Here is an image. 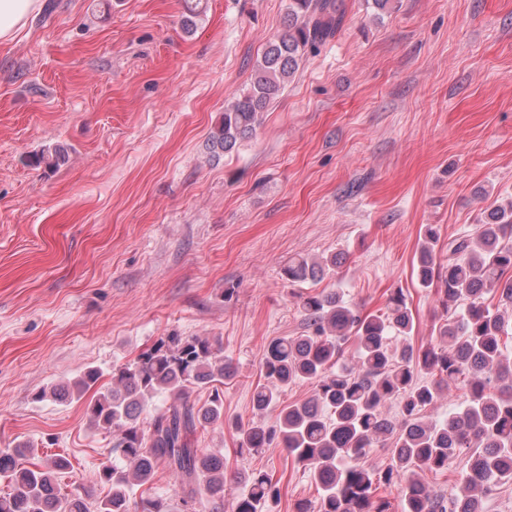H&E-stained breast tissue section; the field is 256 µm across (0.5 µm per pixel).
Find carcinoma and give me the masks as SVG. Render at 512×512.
Here are the masks:
<instances>
[{
    "label": "carcinoma",
    "mask_w": 512,
    "mask_h": 512,
    "mask_svg": "<svg viewBox=\"0 0 512 512\" xmlns=\"http://www.w3.org/2000/svg\"><path fill=\"white\" fill-rule=\"evenodd\" d=\"M205 9L206 0H184L187 30ZM344 17V0H289L288 31L267 43L250 87L224 107L210 134L212 148L235 151L299 61L333 39ZM64 154L61 145L49 147L36 164L54 169ZM438 240L437 229L427 226L416 272L422 287L442 283L437 343L416 347L410 341L414 317L402 291L377 315L350 307L336 290L299 294L305 334L266 345L263 383L253 394L259 419L247 425L234 419L231 427L238 453L284 448L309 471L319 497L297 503L296 512H389V502L376 496L380 485L399 487L403 512H481L488 486L512 483V359L505 353L512 328V199L495 205L473 233L448 240L446 263L435 262ZM340 263L336 254L301 257L288 262L284 275L307 284ZM488 293L498 296L497 306L487 303ZM235 375L218 341L176 332L160 337L113 367L110 386L88 405L91 422L117 435L115 458L99 470L109 495L61 491L54 473L67 465L65 458L27 467L31 449L16 447L0 451V476L8 480L0 512H171L168 498L156 491L161 466L189 512L198 506L224 512V454L195 447L193 436L199 426L224 424L221 385ZM100 378L99 369L86 367L54 396L79 400ZM299 381L313 383L312 395L282 409L276 424H265L260 416ZM459 385L466 389L463 409L442 421L426 419L425 409ZM193 388L210 390L208 400L190 401ZM392 401L401 405L398 421L385 413ZM379 443L392 448L383 470L366 463ZM460 454L468 455L467 471L448 495L420 479L425 471L448 468ZM245 482L247 493L232 512H271L281 494L273 476L253 472Z\"/></svg>",
    "instance_id": "obj_1"
}]
</instances>
